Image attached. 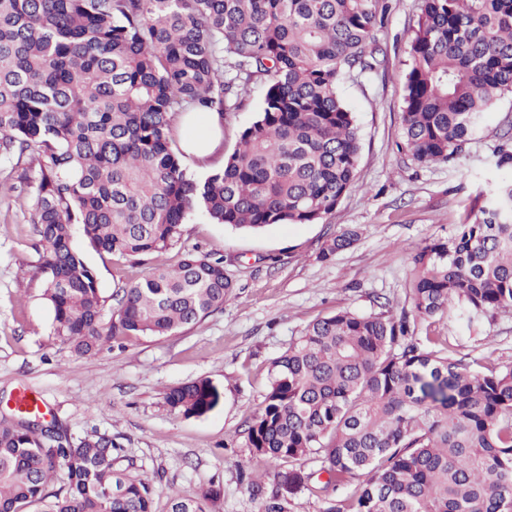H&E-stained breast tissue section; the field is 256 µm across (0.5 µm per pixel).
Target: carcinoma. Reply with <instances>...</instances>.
Wrapping results in <instances>:
<instances>
[{
	"instance_id": "carcinoma-1",
	"label": "carcinoma",
	"mask_w": 512,
	"mask_h": 512,
	"mask_svg": "<svg viewBox=\"0 0 512 512\" xmlns=\"http://www.w3.org/2000/svg\"><path fill=\"white\" fill-rule=\"evenodd\" d=\"M391 10L390 0H0V157L38 166L19 179L31 188L52 334L79 356L170 336L232 292L222 259L187 254L105 297L81 242L140 261L173 247L196 211L235 229L327 221L360 153L339 87L379 72L375 34ZM409 54L402 149L419 163L456 160L512 95V0H422ZM259 81L257 119L220 170L194 178L177 115L222 122ZM494 157L512 168L511 132ZM488 197L474 221L413 252L400 314L338 310L272 361L247 425L258 512H287L302 490L323 512H512V366L468 361L415 332L456 303L478 315L512 308V182ZM357 238L336 233L319 259ZM219 399L207 379L166 392L186 417ZM112 447L96 431L75 439L1 418L0 512H153L152 480L114 468ZM312 458L327 480L305 471ZM220 498L211 486L171 498V512H209Z\"/></svg>"
}]
</instances>
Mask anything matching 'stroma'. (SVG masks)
I'll return each mask as SVG.
<instances>
[{"label": "stroma", "mask_w": 512, "mask_h": 512, "mask_svg": "<svg viewBox=\"0 0 512 512\" xmlns=\"http://www.w3.org/2000/svg\"><path fill=\"white\" fill-rule=\"evenodd\" d=\"M420 5L392 0L388 27L377 35L386 50L383 72L341 88L361 149L355 183L328 223L250 232L193 218L176 247L142 264L86 250L106 295L188 251L223 258L233 284L223 308L177 334L132 336L85 357L53 336L28 194L15 160L0 159V415L13 410L26 388L44 401L45 418H56L72 436L110 435L114 467L154 481V512H168L171 494L194 497L212 484L223 491L217 512H257L243 470L250 456L245 429L267 392L272 361L318 317L340 309L400 312L411 254L472 220L490 183L512 180L493 164L500 129L512 120L510 94L485 113L457 162L421 164L399 151L409 40ZM265 91V84H251L241 109L226 118L220 152L204 163L185 158L191 172L203 178L222 167ZM348 227L358 229L356 243L320 260L323 243ZM433 330L460 353L512 365V309L489 317L456 306L435 318ZM202 378L220 391L218 406L201 417L171 411L168 388Z\"/></svg>", "instance_id": "stroma-1"}]
</instances>
